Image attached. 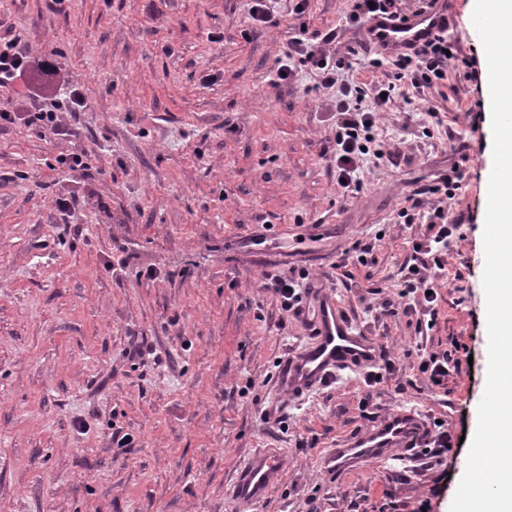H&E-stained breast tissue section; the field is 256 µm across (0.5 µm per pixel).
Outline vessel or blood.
Segmentation results:
<instances>
[{
	"instance_id": "b4317fda",
	"label": "vessel or blood",
	"mask_w": 512,
	"mask_h": 512,
	"mask_svg": "<svg viewBox=\"0 0 512 512\" xmlns=\"http://www.w3.org/2000/svg\"><path fill=\"white\" fill-rule=\"evenodd\" d=\"M440 12L426 13L401 23L378 16L366 23L369 44L381 52L418 47L433 37L443 23ZM375 339L357 328L334 296H323L318 304L314 335L310 343L289 356L284 379L290 390L303 393L320 389L343 372L374 365L378 359ZM424 420L403 411L375 422L363 435L339 448L327 449L321 464L337 474L353 466L393 458L422 441ZM282 469L281 456L268 448L257 450L241 464L230 488L231 497L243 504L260 502L268 494Z\"/></svg>"
}]
</instances>
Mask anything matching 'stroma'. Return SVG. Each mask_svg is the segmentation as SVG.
<instances>
[{"mask_svg": "<svg viewBox=\"0 0 512 512\" xmlns=\"http://www.w3.org/2000/svg\"><path fill=\"white\" fill-rule=\"evenodd\" d=\"M248 0H0V37L38 53L56 49L89 109L75 142L0 128V512H399L425 499L450 512L469 443L436 475L374 461L329 475L320 459L382 415L421 412L474 434L488 374L483 230L492 169L487 83L448 78L445 91L392 92L375 131L398 164L367 156L361 190L336 186L335 89L307 69L275 72L290 33L346 27L349 0H278L281 24L247 25ZM212 82H205V75ZM443 113L436 126L434 113ZM431 136H424V128ZM471 140L468 160L455 147ZM89 149L92 184L56 169L72 146ZM466 170L462 239L448 258L464 278L439 301L425 334L415 317L381 314L400 288L408 240L421 224L398 216L407 195L454 162ZM79 196L72 225L53 207ZM123 243L129 263L107 261ZM373 245L351 280L328 281L342 251ZM160 268L150 279L147 266ZM307 271L310 295L336 297L386 347L394 375L367 389L363 372L300 396L277 362L310 342L309 329L267 290L268 276ZM472 372L428 388L421 349L451 339ZM146 341L141 359L123 353ZM368 407H361L363 397ZM277 409L280 423L264 422ZM133 447L116 448L113 433ZM269 448L283 458L261 502L235 504L240 464Z\"/></svg>", "mask_w": 512, "mask_h": 512, "instance_id": "stroma-1", "label": "stroma"}]
</instances>
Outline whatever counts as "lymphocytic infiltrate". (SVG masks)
<instances>
[{"mask_svg":"<svg viewBox=\"0 0 512 512\" xmlns=\"http://www.w3.org/2000/svg\"><path fill=\"white\" fill-rule=\"evenodd\" d=\"M405 0H352L346 22L358 25L376 15L407 19L409 13L422 14L433 9L437 0H413V10H406ZM336 40L335 32L323 37H306L298 33L291 36L276 77L291 82L299 69L318 72L321 83L336 88V177L343 180L345 193L361 188L358 173L363 162L364 149L375 143L378 109L385 105V96L397 85L409 82L412 88L444 87L448 84V71L453 64L474 68L473 60L464 56L456 39L440 28L429 41L418 48L398 52L387 59H371V67L388 64V81L374 91L359 85L339 83L337 73L344 69L342 61L332 60L329 49ZM25 78V99L34 104L31 112L0 109V127L18 123L34 130L40 137L67 140L76 137L75 120L88 108L84 89L80 83L70 81L55 64L51 53H30L22 48L20 37L0 39V88L14 86L18 78ZM465 172L454 164L434 182L424 188L432 201L426 217L422 238L412 240V262L408 266L402 289L396 298L384 300V314L416 315L417 326H433L437 319V305L441 297V281L448 268V244L460 237L461 220L454 216L457 192L462 187ZM467 356L465 345L451 341L448 349L430 351L422 355L418 366L432 388L444 389L448 378L461 374Z\"/></svg>","mask_w":512,"mask_h":512,"instance_id":"1","label":"lymphocytic infiltrate"}]
</instances>
